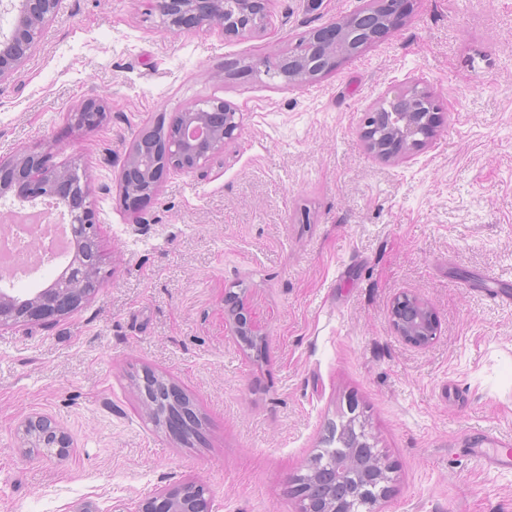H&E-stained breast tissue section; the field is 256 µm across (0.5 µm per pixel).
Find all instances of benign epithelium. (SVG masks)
I'll use <instances>...</instances> for the list:
<instances>
[{
    "instance_id": "7a95c632",
    "label": "benign epithelium",
    "mask_w": 512,
    "mask_h": 512,
    "mask_svg": "<svg viewBox=\"0 0 512 512\" xmlns=\"http://www.w3.org/2000/svg\"><path fill=\"white\" fill-rule=\"evenodd\" d=\"M268 0H152L162 24L175 31L217 25L224 34L247 37L265 25ZM59 0H8L0 3V14L12 18L6 31L0 29V81L17 72L41 35L42 24L53 16ZM412 0H369L366 10L377 14L382 26L364 30L359 26V12L313 30L294 51L286 56L269 55L261 67L263 76L279 79L290 87H299L334 70L346 58L360 54L369 45L397 29L409 17ZM422 102L429 112L392 113L386 129L370 125L372 113L363 120L362 135L368 150L387 161L403 160L433 138L438 104L417 86L400 93ZM101 118L100 108L90 102L76 114L78 123L93 126ZM171 132L162 141L142 136L126 156L123 182L139 171L143 181L129 193L141 200L151 198L164 175L170 171L194 172L206 167L214 156L224 152L227 142L241 129L240 115L222 99H201L188 104L169 124ZM21 204H49L69 224L78 239L96 232L95 212L85 193L73 197L67 172L51 164L40 153H28L0 160V199L9 196ZM85 264L73 258L67 271L48 285L30 292L0 287V330L20 323H49L64 315L62 303L76 308L94 295L102 283L95 280L85 286ZM247 289L231 300L225 314L232 335L255 338L265 344L266 332L256 320L247 302ZM394 329L406 343L422 348L437 336L438 319L433 307L415 294L403 293L391 306ZM19 434L31 447L47 456L64 457L72 448L69 434L51 417L26 418ZM198 485L163 488L143 500L134 512H210L208 499L196 497Z\"/></svg>"
}]
</instances>
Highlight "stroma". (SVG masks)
<instances>
[{
	"label": "stroma",
	"mask_w": 512,
	"mask_h": 512,
	"mask_svg": "<svg viewBox=\"0 0 512 512\" xmlns=\"http://www.w3.org/2000/svg\"><path fill=\"white\" fill-rule=\"evenodd\" d=\"M363 4L271 0L266 28L234 37L167 30L148 0H60L0 81V156L85 170L105 278L55 322L0 331V512H132L186 482L212 512H300L295 478L354 413L393 467L383 512H512V467L470 454L512 444V0H416L299 88L224 76ZM414 82L440 130L383 162L363 116ZM210 97L242 114L238 138L209 168L168 173L131 223L134 141ZM91 101L101 124L75 127ZM242 288L268 333L260 357L224 324ZM403 293L438 316L427 347L391 324ZM148 371L189 398L196 436L151 419ZM38 414L68 432V457L20 440Z\"/></svg>",
	"instance_id": "35a3bbf8"
}]
</instances>
